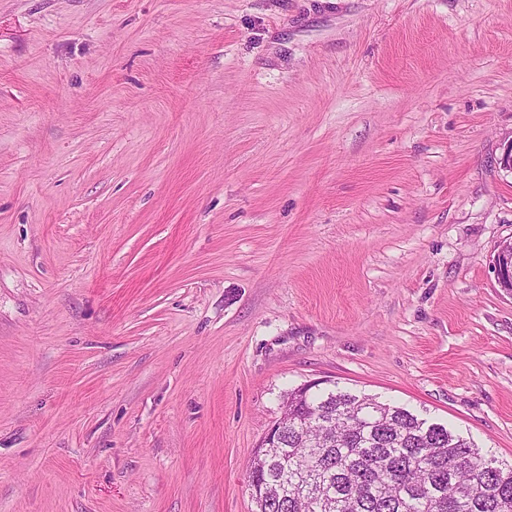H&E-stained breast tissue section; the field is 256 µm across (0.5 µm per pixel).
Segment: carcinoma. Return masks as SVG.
<instances>
[{
	"instance_id": "cac0c4a2",
	"label": "carcinoma",
	"mask_w": 512,
	"mask_h": 512,
	"mask_svg": "<svg viewBox=\"0 0 512 512\" xmlns=\"http://www.w3.org/2000/svg\"><path fill=\"white\" fill-rule=\"evenodd\" d=\"M255 453L260 512H512V464L418 414L338 386L281 395Z\"/></svg>"
}]
</instances>
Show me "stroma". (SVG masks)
<instances>
[{
	"instance_id": "1",
	"label": "stroma",
	"mask_w": 512,
	"mask_h": 512,
	"mask_svg": "<svg viewBox=\"0 0 512 512\" xmlns=\"http://www.w3.org/2000/svg\"><path fill=\"white\" fill-rule=\"evenodd\" d=\"M512 0H0V512H255L280 395L512 462ZM490 263L500 288L509 284L512 289V240L498 245Z\"/></svg>"
}]
</instances>
